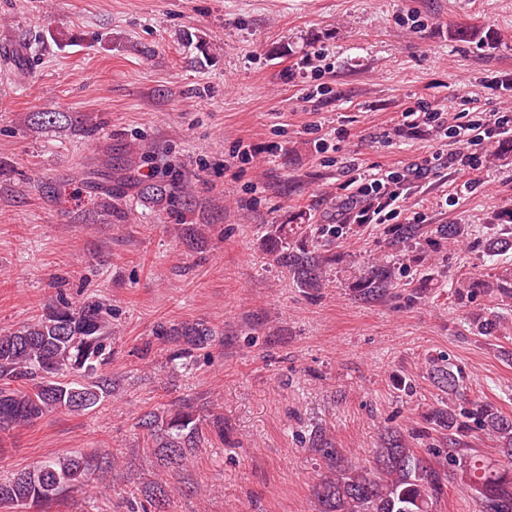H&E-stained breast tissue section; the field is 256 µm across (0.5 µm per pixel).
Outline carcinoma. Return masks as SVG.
Segmentation results:
<instances>
[{"label":"carcinoma","mask_w":512,"mask_h":512,"mask_svg":"<svg viewBox=\"0 0 512 512\" xmlns=\"http://www.w3.org/2000/svg\"><path fill=\"white\" fill-rule=\"evenodd\" d=\"M67 122L90 138L94 127L76 112H34L33 130ZM141 205L155 211L191 204L177 182L164 175L137 184ZM509 236L486 243V254L495 256L512 249ZM439 238L462 242L468 236L464 224H444ZM388 246L397 248L419 236L416 224H393L388 228ZM259 247L272 263L288 269L296 287L315 292L324 286V269L336 263V255L320 250L315 238L300 224H269ZM394 267L384 259L362 269L354 288L359 296L374 300L394 287ZM488 293L502 303H512V264L491 268L487 274L466 276L451 285V297L459 304ZM109 309L95 299L70 301L64 296L48 303L43 313L15 329H0V437L27 427L55 410L85 413L103 398L115 394V385L97 371L112 357ZM474 332L491 336L507 330L500 317L485 310L472 318ZM177 346L170 363L183 361L213 342L215 332L200 322H182L158 327ZM434 383L448 392V407L423 413L428 430L422 437L436 436L441 452L423 455L401 431L389 428L382 437L373 466H346L332 443L319 435L311 446L322 451L334 473L315 485L320 512H435L448 484L451 460L459 468L465 486L473 493L479 512H512V417L491 404L468 395L466 372L440 358L431 360ZM188 403L167 411L150 410L138 427L159 449L165 466L180 465L187 451L216 437L224 440V419L209 424ZM487 437L496 443L498 458L473 448L474 440ZM102 464L98 455H69L40 461L33 468L0 482V509L6 512H50L60 506L72 488L84 486ZM154 512H164L167 491L161 484L149 489Z\"/></svg>","instance_id":"obj_1"}]
</instances>
